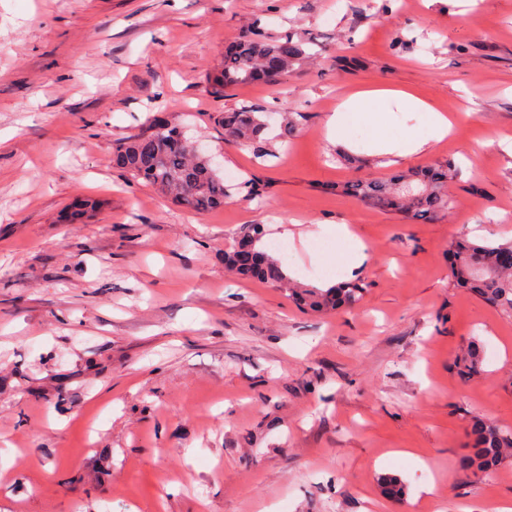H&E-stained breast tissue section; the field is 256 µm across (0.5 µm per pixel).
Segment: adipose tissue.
<instances>
[{"label": "adipose tissue", "mask_w": 512, "mask_h": 512, "mask_svg": "<svg viewBox=\"0 0 512 512\" xmlns=\"http://www.w3.org/2000/svg\"><path fill=\"white\" fill-rule=\"evenodd\" d=\"M383 99L400 100L416 110L428 113L432 126L433 140L443 139L452 127L447 115L436 109L429 101L415 94L399 89L379 88L361 90L352 94L328 120L330 134H337L350 124L366 121L373 126H380L377 103Z\"/></svg>", "instance_id": "ef3b65f1"}]
</instances>
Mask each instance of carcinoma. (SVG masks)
<instances>
[{"label":"carcinoma","instance_id":"carcinoma-1","mask_svg":"<svg viewBox=\"0 0 512 512\" xmlns=\"http://www.w3.org/2000/svg\"><path fill=\"white\" fill-rule=\"evenodd\" d=\"M318 55L319 50L303 34L287 31L270 36L256 19L227 48L224 57L207 74L206 83L217 96L224 95V88L229 86L275 84ZM215 123L224 129L225 138L252 149L259 158L273 155L274 144L288 142L295 131L291 113L286 111L282 113L278 134L269 136L270 124L264 113L247 104L216 116ZM189 144L191 141L181 127L156 120L150 131L116 141L112 161L131 180H142L176 203L205 214L224 206L233 192L212 168L211 160L187 149ZM452 172L448 163H439L384 181L349 182L342 187V192L417 223L445 215L452 209L447 188ZM236 193L248 199L264 195L262 184L256 179L239 184ZM262 234L259 226L247 227L224 251V267L240 276L283 286L288 280L281 264L258 247ZM509 250H512V240L455 244L450 246L449 253L455 257L450 270L456 285L512 318V269L498 266L499 254ZM473 253L480 254L484 263L479 271L468 262ZM365 290L364 281L355 279L325 291L295 288L291 297L303 308L330 312L355 308ZM482 362L483 348L474 340L457 356L455 367L461 376L469 378L480 371ZM471 437V452L463 458L462 467L473 477L488 479L502 463L512 458V430L478 419L472 425ZM379 486L387 498H404V485L394 475L379 477Z\"/></svg>","mask_w":512,"mask_h":512}]
</instances>
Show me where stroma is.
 I'll use <instances>...</instances> for the list:
<instances>
[{
  "mask_svg": "<svg viewBox=\"0 0 512 512\" xmlns=\"http://www.w3.org/2000/svg\"><path fill=\"white\" fill-rule=\"evenodd\" d=\"M322 47L276 85L212 95L205 73L252 20ZM412 91L462 132L397 156L363 125L330 140L352 93ZM292 112L276 156L228 141L217 113ZM391 137L425 113L383 101ZM184 127L225 184L198 215L112 162L151 120ZM512 0H0V512H496L461 470L473 418L512 429V320L457 288L451 242L512 238ZM455 165L448 217L416 224L342 185ZM76 199L91 201L71 216ZM263 250L306 287L368 288L351 310L300 309L227 272ZM347 225L342 239L328 225ZM481 370L454 361L471 340ZM406 487L382 496L380 476Z\"/></svg>",
  "mask_w": 512,
  "mask_h": 512,
  "instance_id": "stroma-1",
  "label": "stroma"
}]
</instances>
